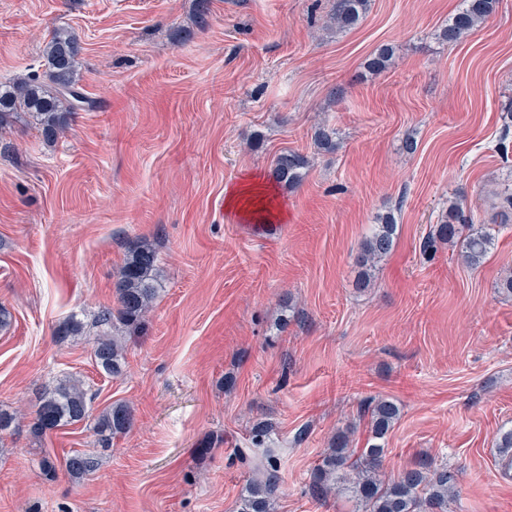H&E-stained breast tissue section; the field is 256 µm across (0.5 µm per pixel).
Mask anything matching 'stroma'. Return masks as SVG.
<instances>
[{
	"instance_id": "1",
	"label": "stroma",
	"mask_w": 512,
	"mask_h": 512,
	"mask_svg": "<svg viewBox=\"0 0 512 512\" xmlns=\"http://www.w3.org/2000/svg\"><path fill=\"white\" fill-rule=\"evenodd\" d=\"M461 0H370L336 31L335 0H0V86L43 73L53 32L80 40L90 108L44 141L21 112L0 127V512H238L251 471L238 455L259 421L278 460L275 512H359L308 492L336 432L365 447L367 405L398 404L385 476L448 466V512H512L497 463L512 430V216L483 262L423 244L451 202L487 223L512 189V0L459 43L438 34ZM382 45L393 62L367 63ZM329 121L335 149L315 144ZM417 142L415 152L404 148ZM290 150L310 166L279 188L285 221L244 223L224 188L270 175ZM395 245L358 287L380 217ZM158 252L144 326L120 328L126 372L98 370L95 332L57 342L70 315L114 306L130 241ZM94 411L129 405L134 425L81 481L87 423L32 436L27 414L60 379ZM210 446L199 454V444ZM51 458L53 474L40 468ZM98 461L93 455L75 452L65 460V471L74 479H84L92 475L97 469Z\"/></svg>"
}]
</instances>
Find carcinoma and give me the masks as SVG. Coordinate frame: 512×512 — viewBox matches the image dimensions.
Returning a JSON list of instances; mask_svg holds the SVG:
<instances>
[{
  "instance_id": "cac0c4a2",
  "label": "carcinoma",
  "mask_w": 512,
  "mask_h": 512,
  "mask_svg": "<svg viewBox=\"0 0 512 512\" xmlns=\"http://www.w3.org/2000/svg\"><path fill=\"white\" fill-rule=\"evenodd\" d=\"M370 0H336L331 22L336 30L356 27L367 12ZM499 0H462L461 7L439 34L449 44L458 42L478 23L493 16ZM82 52L79 39L67 31H57L45 45L48 83L29 78L12 88H0V123L4 116L18 110L29 112L42 126L47 140L56 139L67 127L68 116L85 109L92 102L79 84L77 68ZM393 58V48L380 46L369 60L372 70L386 68ZM336 129L322 122L315 131V141L325 149L336 147ZM309 165L306 156L294 151L279 154L274 162L273 177L284 187L299 185ZM396 224L390 216L381 218L365 239L357 258L363 277L371 280L377 265L392 250ZM460 241L461 256L470 266L479 265L494 246L495 234L486 224H473L471 211L453 202L448 213L428 236L423 251L434 247L436 241ZM159 286V267L156 248L149 242L129 245L124 263L114 283L116 308H105L95 315L90 326L98 329L93 356L96 366L109 377L120 376L126 366L121 342L106 334L105 329L118 324L137 326L146 321ZM75 315L63 321L55 330L59 342L86 335L87 326ZM369 438L366 447H349L348 436L336 435L333 449L312 470L309 493L316 499L330 495H346L363 512H448V497L455 491L456 474L443 466L432 471L406 468L393 478L381 474L385 455V438L400 416L398 405L391 399L372 400L367 407ZM94 419L93 431L101 447L108 448L112 437L128 432L134 423L132 409L116 404L92 415V397L83 384L74 379L61 381L53 390L39 398L29 432L41 436L48 430ZM271 425L254 424L250 432L253 447L262 449L255 458L254 477L240 496L239 512H274V493L278 462L274 452L265 447ZM97 458L75 452L65 460V471L74 479H84L97 469Z\"/></svg>"
}]
</instances>
